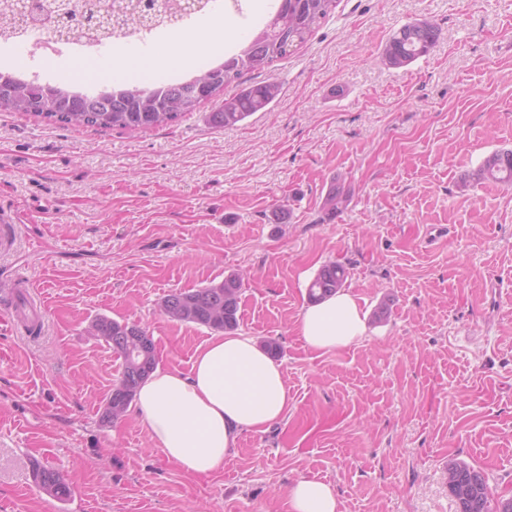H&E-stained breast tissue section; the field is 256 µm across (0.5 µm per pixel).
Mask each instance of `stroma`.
<instances>
[{"mask_svg":"<svg viewBox=\"0 0 512 512\" xmlns=\"http://www.w3.org/2000/svg\"><path fill=\"white\" fill-rule=\"evenodd\" d=\"M272 4L191 27L223 31L228 57ZM423 19L440 27L431 54L383 65L388 37ZM271 78L280 97L229 129L210 103L135 131L0 112V289L31 293L46 322L31 337L0 324V512H290L300 478L329 484L338 512H457L452 462L512 497V186L462 182L512 149V0H337L224 96ZM336 184L351 198L334 215ZM329 262L366 314L389 311L320 353L298 320ZM230 275L238 332L281 346L290 408L196 477L136 410L101 423L121 360L87 329L139 324L159 364L189 370L213 331L161 303ZM35 461L65 475L69 502L35 487Z\"/></svg>","mask_w":512,"mask_h":512,"instance_id":"1","label":"stroma"}]
</instances>
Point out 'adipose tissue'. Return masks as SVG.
Returning a JSON list of instances; mask_svg holds the SVG:
<instances>
[{"mask_svg": "<svg viewBox=\"0 0 512 512\" xmlns=\"http://www.w3.org/2000/svg\"><path fill=\"white\" fill-rule=\"evenodd\" d=\"M223 38L210 31L172 35L163 52L147 59L123 55L110 66L79 61L73 77L107 82L114 75L151 80L174 67L193 66L201 53L223 51ZM299 334L317 352H331L367 333L357 297L347 290L304 307ZM290 398L281 364L253 337L234 332L211 336L200 346L189 371L157 367L139 386L136 410L156 448L183 471L208 476L247 432L261 433L288 414ZM291 512H337L333 489L301 478L288 489Z\"/></svg>", "mask_w": 512, "mask_h": 512, "instance_id": "obj_1", "label": "adipose tissue"}]
</instances>
